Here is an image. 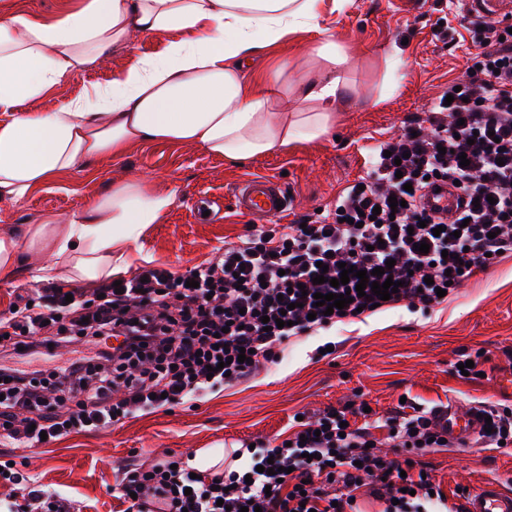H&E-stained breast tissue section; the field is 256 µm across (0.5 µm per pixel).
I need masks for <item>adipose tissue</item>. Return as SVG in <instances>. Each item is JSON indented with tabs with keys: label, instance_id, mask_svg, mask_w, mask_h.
I'll list each match as a JSON object with an SVG mask.
<instances>
[{
	"label": "adipose tissue",
	"instance_id": "adipose-tissue-1",
	"mask_svg": "<svg viewBox=\"0 0 512 512\" xmlns=\"http://www.w3.org/2000/svg\"><path fill=\"white\" fill-rule=\"evenodd\" d=\"M320 2L85 0L62 18L42 20L0 0V202L21 201L82 162L118 158L146 141L241 161L326 134L337 104L352 94L336 74L346 57L335 44L322 43L315 71L296 82L284 68L258 79L245 75L262 49L316 28ZM174 31L182 39H171ZM144 35L164 38L162 50L55 111L23 108ZM173 203V192L149 178L111 181L66 219L28 225L30 253L21 252L13 233L1 234L0 274L46 252L52 261L35 267L38 279L55 278L58 265L70 261L87 279L112 277L126 266L113 249L161 223Z\"/></svg>",
	"mask_w": 512,
	"mask_h": 512
}]
</instances>
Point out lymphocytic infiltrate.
<instances>
[{"label":"lymphocytic infiltrate","mask_w":512,"mask_h":512,"mask_svg":"<svg viewBox=\"0 0 512 512\" xmlns=\"http://www.w3.org/2000/svg\"><path fill=\"white\" fill-rule=\"evenodd\" d=\"M462 20L477 51L460 92L450 103L437 97L425 117L372 147L365 177L338 196L333 213L251 227L240 244L192 272L148 264L120 285L103 281L92 301L61 284L45 288L37 304L17 294L15 310L0 317V359L50 357L59 347L88 352L49 370L1 368L0 439L34 448L202 400L275 361L290 337L370 313L378 302L432 308L441 302L438 288L454 293L474 272L511 256L512 21L470 13ZM442 184L461 196L449 215L427 202ZM394 199L399 207H391ZM422 243L428 252L419 251ZM390 259L400 287L389 300L370 292L331 315L316 313L315 293L354 291L358 271ZM345 265L355 275L331 286ZM320 274L327 281L318 285ZM282 317L286 326L265 329L264 319ZM346 419L327 409L297 422L288 443L256 445L244 466L210 477L191 478L168 458L124 466L119 497L137 512H240L251 504L262 512H362L364 489L382 512H464L417 461L380 455L369 429ZM387 426L399 448L448 445L434 409L415 402ZM267 464L279 475L265 473Z\"/></svg>","instance_id":"obj_1"}]
</instances>
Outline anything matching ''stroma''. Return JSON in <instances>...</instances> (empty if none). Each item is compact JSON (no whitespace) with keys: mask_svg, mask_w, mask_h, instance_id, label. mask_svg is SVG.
Masks as SVG:
<instances>
[{"mask_svg":"<svg viewBox=\"0 0 512 512\" xmlns=\"http://www.w3.org/2000/svg\"><path fill=\"white\" fill-rule=\"evenodd\" d=\"M454 29L439 39L438 26ZM335 41L350 58L355 92L337 107L324 136L288 150L239 162L212 157L175 142H145L120 159L107 158L35 188L22 201L0 203V233L22 235L41 216L65 217L105 191L118 178L152 176L175 193L159 224H151L124 251L128 272L154 262L171 272L210 261L224 244L240 241L249 218L231 204L234 183L264 174L280 180L291 197L290 217L334 209L342 191L366 172L368 147L400 132L449 83L463 78L475 45L461 28L456 0H324L318 29L268 47L267 70L305 66L302 50ZM160 41L141 37L135 49L110 52L105 63L75 74L24 108L51 112L140 56L160 51ZM397 52L398 66L389 54ZM222 200L221 213L200 215L202 198ZM329 353H322L324 345ZM482 354L483 377L463 379L453 369L459 356ZM430 407L455 399L461 407L493 405L512 412V256L468 279L428 310L396 307L365 314L314 333L291 338L283 359L249 379L204 400L170 406L112 427L82 432L31 449L0 442V464L17 476L0 478V499L29 505L40 485L66 499L70 512H126L115 486L119 468L152 463L165 455L201 449L239 448L262 440L280 444L297 414L368 402L385 418L400 398ZM435 483L449 494L474 493L493 481L512 490L511 448H439L418 456Z\"/></svg>","mask_w":512,"mask_h":512,"instance_id":"stroma-1","label":"stroma"}]
</instances>
